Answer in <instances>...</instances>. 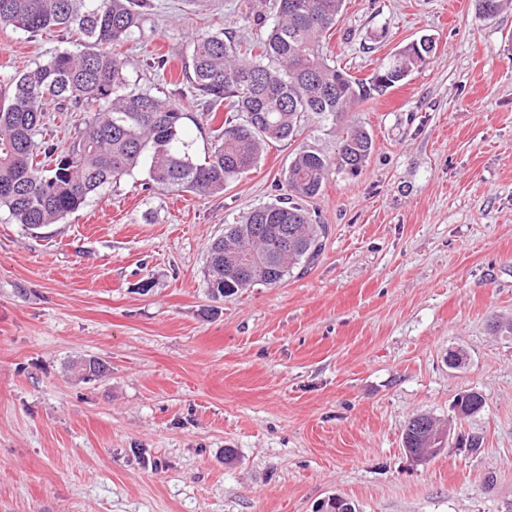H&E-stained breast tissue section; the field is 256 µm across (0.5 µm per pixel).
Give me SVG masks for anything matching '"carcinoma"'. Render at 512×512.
Returning <instances> with one entry per match:
<instances>
[{
  "label": "carcinoma",
  "mask_w": 512,
  "mask_h": 512,
  "mask_svg": "<svg viewBox=\"0 0 512 512\" xmlns=\"http://www.w3.org/2000/svg\"><path fill=\"white\" fill-rule=\"evenodd\" d=\"M344 2L274 0L272 25L267 15H252L259 34L251 40L223 30L192 38L188 92L202 111L227 112L212 130L207 159L198 164L182 136L179 99L133 87L115 53L142 32L149 0H0L1 25L31 36L55 28L82 46L56 51L34 69L0 81V210L30 230L58 224L139 166L148 167L159 186L222 194L255 167L269 144L301 136L305 117L338 122L430 60L435 41L423 36L367 79L336 66L324 38L339 22ZM51 101L78 114V135L62 149L36 140ZM337 137L332 158L299 146L288 165V197L224 225V235L207 250L211 298L278 285L315 261L328 228L312 219L305 204L321 193L331 169L354 176L373 149L371 135L359 125H343ZM101 368L92 358L75 365L85 379ZM454 404L456 418L465 420L482 410L484 398L467 392ZM445 436L434 418L419 414L405 425L402 445L441 448Z\"/></svg>",
  "instance_id": "cac0c4a2"
}]
</instances>
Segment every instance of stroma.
<instances>
[{
  "instance_id": "35a3bbf8",
  "label": "stroma",
  "mask_w": 512,
  "mask_h": 512,
  "mask_svg": "<svg viewBox=\"0 0 512 512\" xmlns=\"http://www.w3.org/2000/svg\"><path fill=\"white\" fill-rule=\"evenodd\" d=\"M121 46L149 87L184 82L195 31L255 35L272 0H151ZM429 64L346 116L373 149L308 208L328 227L307 272L217 302L204 266L224 227L287 195L295 145L268 146L224 193L146 167L61 223L0 213V512H505L512 502V5L346 0L327 44L369 77L421 36ZM76 45L0 25V79ZM196 161L225 114L184 95ZM463 349L464 367L448 365ZM104 372L82 379L74 361ZM485 400L457 421L464 391ZM452 426L425 463L402 429ZM483 440L478 451L461 443Z\"/></svg>"
}]
</instances>
